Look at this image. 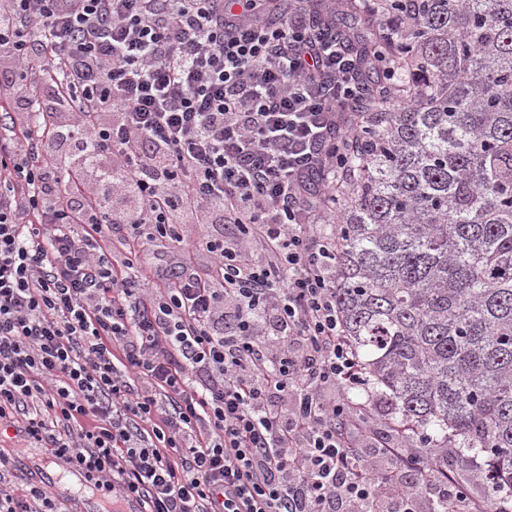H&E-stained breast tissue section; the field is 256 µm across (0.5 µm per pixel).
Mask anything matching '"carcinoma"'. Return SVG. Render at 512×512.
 Returning <instances> with one entry per match:
<instances>
[{
	"instance_id": "1",
	"label": "carcinoma",
	"mask_w": 512,
	"mask_h": 512,
	"mask_svg": "<svg viewBox=\"0 0 512 512\" xmlns=\"http://www.w3.org/2000/svg\"><path fill=\"white\" fill-rule=\"evenodd\" d=\"M336 0V30L356 15ZM414 106L368 112L344 180L336 304L367 385L426 448L512 486V0H378ZM423 484L448 469L427 456Z\"/></svg>"
}]
</instances>
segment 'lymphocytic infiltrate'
Listing matches in <instances>:
<instances>
[{
    "label": "lymphocytic infiltrate",
    "mask_w": 512,
    "mask_h": 512,
    "mask_svg": "<svg viewBox=\"0 0 512 512\" xmlns=\"http://www.w3.org/2000/svg\"><path fill=\"white\" fill-rule=\"evenodd\" d=\"M267 3L0 0V425L146 512H418L357 458L334 291L361 67L331 6ZM169 247L209 273L135 276ZM430 486L487 510L450 471ZM0 512L62 510L31 483Z\"/></svg>",
    "instance_id": "f902f5d3"
}]
</instances>
